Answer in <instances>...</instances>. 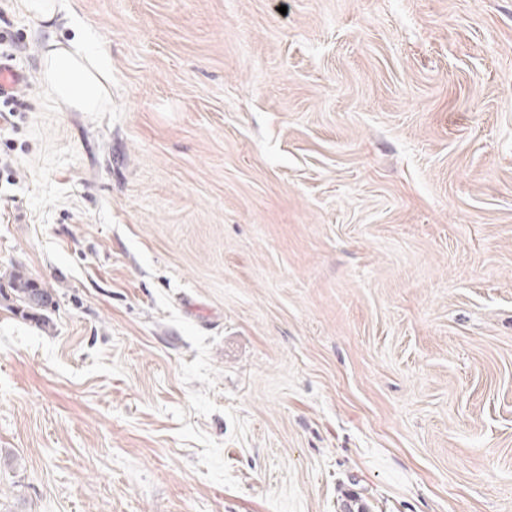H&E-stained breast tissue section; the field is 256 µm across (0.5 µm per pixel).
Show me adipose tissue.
Wrapping results in <instances>:
<instances>
[{
    "label": "adipose tissue",
    "instance_id": "obj_1",
    "mask_svg": "<svg viewBox=\"0 0 512 512\" xmlns=\"http://www.w3.org/2000/svg\"><path fill=\"white\" fill-rule=\"evenodd\" d=\"M70 40L49 39L40 67L50 96L64 107L79 112H106L112 106L110 65L92 29L70 19Z\"/></svg>",
    "mask_w": 512,
    "mask_h": 512
}]
</instances>
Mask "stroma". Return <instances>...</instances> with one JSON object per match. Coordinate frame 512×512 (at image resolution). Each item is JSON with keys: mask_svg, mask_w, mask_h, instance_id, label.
Here are the masks:
<instances>
[{"mask_svg": "<svg viewBox=\"0 0 512 512\" xmlns=\"http://www.w3.org/2000/svg\"><path fill=\"white\" fill-rule=\"evenodd\" d=\"M63 2L110 111L0 0V512H512V0ZM74 35L65 42L51 37L40 67L50 96L78 112H107L112 106L110 65L100 49V37L70 17ZM24 79L25 76L23 72L18 71L10 64L4 63L2 58H0V100L1 105L3 98V104H6L7 107L10 106L8 112H16L15 107L22 105L21 98L23 96L21 95V91L15 88L23 83ZM3 93L8 94L1 95ZM10 290L14 295L17 308L22 307L21 314L38 320L42 325L48 324L42 311H45L52 301L51 293L38 284L34 279L21 271H14L9 276ZM28 314V315H27Z\"/></svg>", "mask_w": 512, "mask_h": 512, "instance_id": "35a3bbf8", "label": "stroma"}]
</instances>
